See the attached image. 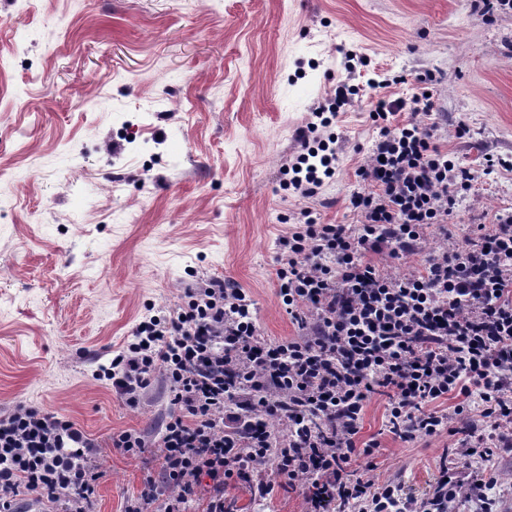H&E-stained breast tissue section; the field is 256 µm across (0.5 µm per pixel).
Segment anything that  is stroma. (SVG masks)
<instances>
[{
	"label": "stroma",
	"instance_id": "obj_1",
	"mask_svg": "<svg viewBox=\"0 0 512 512\" xmlns=\"http://www.w3.org/2000/svg\"><path fill=\"white\" fill-rule=\"evenodd\" d=\"M348 51L368 66L347 72ZM429 73L441 142L477 176L462 240L512 210V12L485 24L471 0H0V412L37 406L105 445L91 512H123L141 489L140 462L108 439L154 436L169 412L161 376L131 409L99 365L200 279L236 281L264 336L296 337L279 237L306 210L355 224L348 198L379 136L371 106ZM343 80L361 92L336 118V173L298 197L296 131ZM385 404L373 396L362 421L381 443L372 476L422 496L458 439L403 441ZM227 494L239 512L305 510L285 487L260 502Z\"/></svg>",
	"mask_w": 512,
	"mask_h": 512
}]
</instances>
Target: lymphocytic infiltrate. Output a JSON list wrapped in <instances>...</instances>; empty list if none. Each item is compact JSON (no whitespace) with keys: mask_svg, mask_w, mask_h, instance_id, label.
<instances>
[{"mask_svg":"<svg viewBox=\"0 0 512 512\" xmlns=\"http://www.w3.org/2000/svg\"><path fill=\"white\" fill-rule=\"evenodd\" d=\"M359 92L340 82L298 131L294 193L314 196L334 175L333 116ZM433 110L421 92L379 99L371 112L379 138L360 172L371 188L349 198L357 227L323 224L306 210L279 238L278 295L296 338L262 336L243 288L210 278L168 313L144 317L99 367L131 408L154 375L168 389L157 440L124 431L109 441L159 462L124 512H236L228 486L266 499L281 483L301 490L307 512H452L462 498L486 502L494 473L466 479L458 465L512 455V212L455 240L450 222L475 174L441 148L437 124H425ZM403 111L410 119L393 125ZM431 237L439 251L416 271L388 274L369 259H401ZM376 394L386 396L387 426L401 440L447 429L461 436L423 498L369 476L379 443L358 434ZM448 397L452 413L434 409ZM481 427L495 446L477 437ZM100 453L60 414L24 405L1 413L0 512H19L24 496L38 512H87L105 475Z\"/></svg>","mask_w":512,"mask_h":512,"instance_id":"obj_1","label":"lymphocytic infiltrate"}]
</instances>
